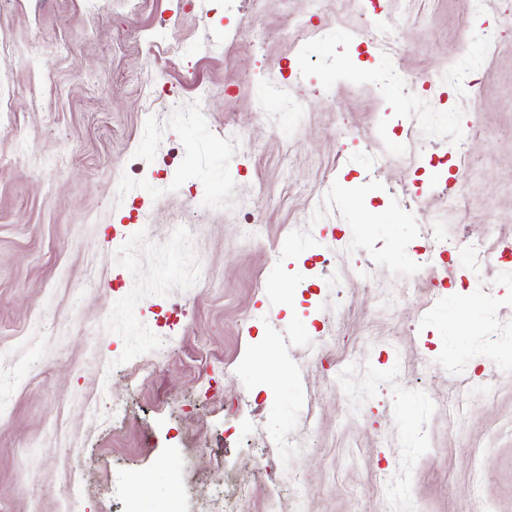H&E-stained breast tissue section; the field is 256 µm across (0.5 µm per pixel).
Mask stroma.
<instances>
[{
    "instance_id": "obj_1",
    "label": "stroma",
    "mask_w": 512,
    "mask_h": 512,
    "mask_svg": "<svg viewBox=\"0 0 512 512\" xmlns=\"http://www.w3.org/2000/svg\"><path fill=\"white\" fill-rule=\"evenodd\" d=\"M506 7L0 8V512H512V252L413 275L512 243Z\"/></svg>"
}]
</instances>
